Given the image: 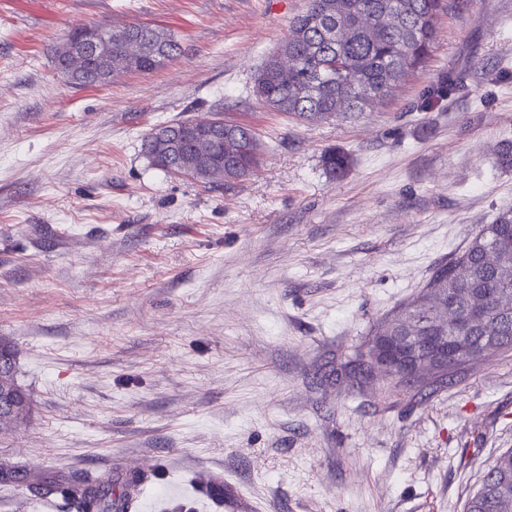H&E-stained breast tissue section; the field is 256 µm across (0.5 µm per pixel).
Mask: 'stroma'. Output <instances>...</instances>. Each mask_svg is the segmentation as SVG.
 <instances>
[{"label": "stroma", "instance_id": "35a3bbf8", "mask_svg": "<svg viewBox=\"0 0 512 512\" xmlns=\"http://www.w3.org/2000/svg\"><path fill=\"white\" fill-rule=\"evenodd\" d=\"M308 5L0 0V337L32 400L0 421V466L106 474L117 496L122 472L154 471L196 512L198 485L227 483L243 512H462L512 448V350L442 386L360 371L375 329L512 210V0L443 10L422 71L319 123L252 82ZM113 23L182 53L96 88L56 73L67 34ZM213 112L255 129L252 176L150 167L151 128Z\"/></svg>", "mask_w": 512, "mask_h": 512}]
</instances>
